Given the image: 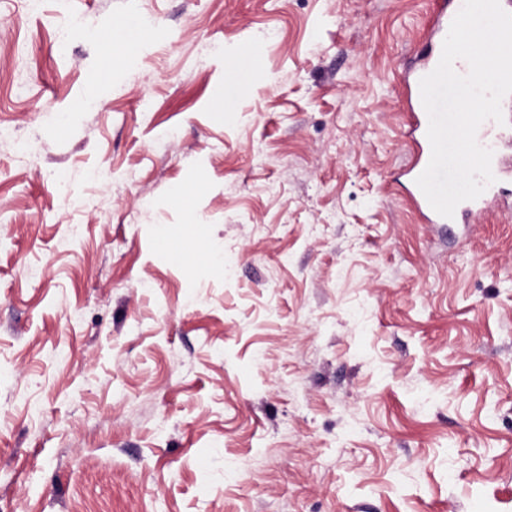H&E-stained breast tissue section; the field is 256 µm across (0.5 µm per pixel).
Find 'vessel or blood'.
<instances>
[{"label":"vessel or blood","instance_id":"vessel-or-blood-1","mask_svg":"<svg viewBox=\"0 0 512 512\" xmlns=\"http://www.w3.org/2000/svg\"><path fill=\"white\" fill-rule=\"evenodd\" d=\"M462 6V0H451L449 6L436 14L433 21L436 42L423 63L409 71L404 79V89L411 109L409 139L413 156L411 165L405 171L409 183L408 193L414 207L430 224L444 223L445 218L431 207L416 183L417 177L425 170L431 157V145L427 138L429 119L421 100L420 81L437 66L450 25ZM477 141L493 153L491 169L496 180L512 176V135L501 131L499 124L489 119L480 125ZM495 190L494 184L488 185L478 198L461 202L455 209L453 223L469 224L484 215Z\"/></svg>","mask_w":512,"mask_h":512}]
</instances>
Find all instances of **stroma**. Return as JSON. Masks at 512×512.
Listing matches in <instances>:
<instances>
[{
	"label": "stroma",
	"instance_id": "stroma-1",
	"mask_svg": "<svg viewBox=\"0 0 512 512\" xmlns=\"http://www.w3.org/2000/svg\"><path fill=\"white\" fill-rule=\"evenodd\" d=\"M440 8L0 0V512H512V179L402 176Z\"/></svg>",
	"mask_w": 512,
	"mask_h": 512
}]
</instances>
